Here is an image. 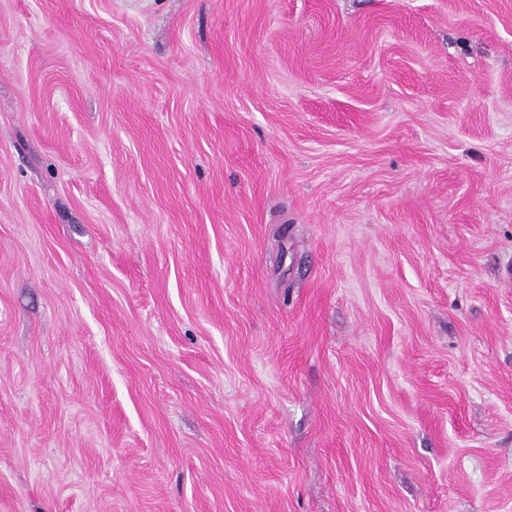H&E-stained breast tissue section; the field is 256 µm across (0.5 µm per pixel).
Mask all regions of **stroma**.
Returning a JSON list of instances; mask_svg holds the SVG:
<instances>
[{
	"label": "stroma",
	"mask_w": 512,
	"mask_h": 512,
	"mask_svg": "<svg viewBox=\"0 0 512 512\" xmlns=\"http://www.w3.org/2000/svg\"><path fill=\"white\" fill-rule=\"evenodd\" d=\"M0 512H512V0H0Z\"/></svg>",
	"instance_id": "1"
}]
</instances>
